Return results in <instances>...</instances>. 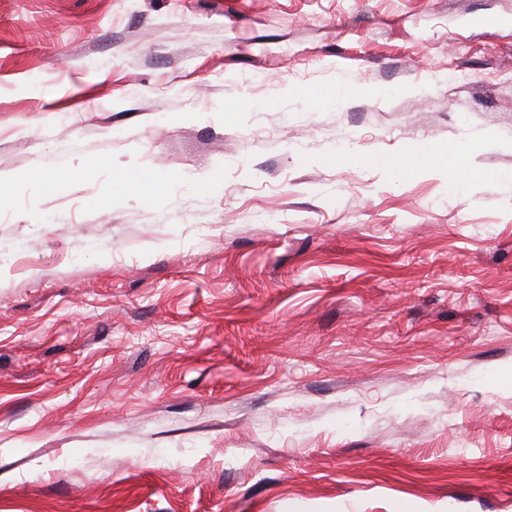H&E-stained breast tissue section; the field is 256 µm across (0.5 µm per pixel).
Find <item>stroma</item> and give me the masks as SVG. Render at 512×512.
<instances>
[{
    "instance_id": "obj_1",
    "label": "stroma",
    "mask_w": 512,
    "mask_h": 512,
    "mask_svg": "<svg viewBox=\"0 0 512 512\" xmlns=\"http://www.w3.org/2000/svg\"><path fill=\"white\" fill-rule=\"evenodd\" d=\"M0 512H512V0H0Z\"/></svg>"
}]
</instances>
